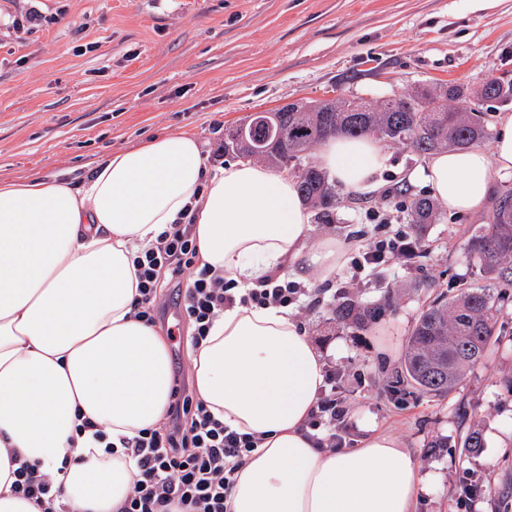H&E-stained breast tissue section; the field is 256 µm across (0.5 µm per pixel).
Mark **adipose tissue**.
I'll return each instance as SVG.
<instances>
[{
	"label": "adipose tissue",
	"instance_id": "obj_1",
	"mask_svg": "<svg viewBox=\"0 0 512 512\" xmlns=\"http://www.w3.org/2000/svg\"><path fill=\"white\" fill-rule=\"evenodd\" d=\"M318 163L358 195L379 189L387 156L373 137L336 135ZM500 175H512V114L490 150L441 151L417 173L454 215L480 213ZM186 215L200 262L243 287L275 272L321 284L347 257L312 237L293 178L251 162L208 171L181 131L109 154L79 186L0 179V512H41L10 490L21 461L53 474L67 512H118L136 473L120 441L162 420L172 393L168 345L134 315L133 261ZM191 360L210 411L260 440L231 512H414L423 476L397 436L371 428L333 451L308 435L323 362L287 309L225 310ZM82 417L107 443L76 433Z\"/></svg>",
	"mask_w": 512,
	"mask_h": 512
}]
</instances>
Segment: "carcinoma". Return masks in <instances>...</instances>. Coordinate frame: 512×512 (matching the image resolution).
Wrapping results in <instances>:
<instances>
[{
  "label": "carcinoma",
  "mask_w": 512,
  "mask_h": 512,
  "mask_svg": "<svg viewBox=\"0 0 512 512\" xmlns=\"http://www.w3.org/2000/svg\"><path fill=\"white\" fill-rule=\"evenodd\" d=\"M488 101L512 102V80L490 74L475 87L423 85L376 104L342 95L316 103L294 102L264 116L269 139L254 130L253 116L227 129L224 153L293 170L304 202L317 211L318 220L329 224L336 209V184L309 161L316 145L331 135L346 134L402 144L419 155L467 150L490 136L488 113L478 109ZM436 217L431 199L412 201L409 223L417 230L435 223ZM467 251L489 283L467 284L422 306L408 338L399 382L426 394L442 396L463 386L471 370L485 360L504 307L512 305L511 191L500 198L493 223L475 229ZM332 312L340 321L364 327L381 315V308L346 299ZM462 447L472 453L485 447L478 425L468 428Z\"/></svg>",
  "instance_id": "carcinoma-1"
}]
</instances>
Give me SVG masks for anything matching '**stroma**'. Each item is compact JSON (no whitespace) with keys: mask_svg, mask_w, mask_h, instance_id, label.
<instances>
[{"mask_svg":"<svg viewBox=\"0 0 512 512\" xmlns=\"http://www.w3.org/2000/svg\"><path fill=\"white\" fill-rule=\"evenodd\" d=\"M31 7L42 24L10 28ZM490 74L512 79V0H0V178L78 185L101 158L172 131L195 135L213 170L226 163L215 155L225 129L254 113L337 94L376 102ZM383 149L381 189L344 198L333 223L313 221V235L362 248L379 216L413 232L410 204L429 191L409 176L426 159L400 145ZM492 221L489 209L441 212L426 232L425 259L365 272L356 284L340 269L311 288L318 303L299 317L325 368L337 371V393L350 399L347 448L360 447L371 426L415 456L424 476L416 512H512V396L501 383L512 374V307L463 387L438 397L398 381L424 302L485 283L464 244ZM391 285L401 292L376 323L334 320L341 297L376 304ZM161 326L173 380L190 384L191 331L175 301ZM472 424L485 446L468 457L460 439ZM466 477L482 489L474 509L461 496Z\"/></svg>","mask_w":512,"mask_h":512,"instance_id":"35a3bbf8","label":"stroma"}]
</instances>
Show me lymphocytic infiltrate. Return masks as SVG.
I'll return each instance as SVG.
<instances>
[{
	"label": "lymphocytic infiltrate",
	"mask_w": 512,
	"mask_h": 512,
	"mask_svg": "<svg viewBox=\"0 0 512 512\" xmlns=\"http://www.w3.org/2000/svg\"><path fill=\"white\" fill-rule=\"evenodd\" d=\"M428 247L397 231L385 233L366 249L352 256L353 275L365 270L387 268L397 260L423 257ZM139 296L134 308L138 318L154 323V310L165 288L176 286L181 311L193 327L191 341L200 344L208 336L214 320L235 306H297L308 290L304 285L274 274L255 287H239L199 261L197 245L187 224H174L134 260ZM168 413L154 427L140 431L122 445L134 460L138 474L120 512H229L228 500L233 476L245 456L259 440L225 426L186 388H174ZM347 398L336 394V373L326 370L316 407L306 428L321 448L345 444ZM11 484L14 493L36 505L53 504L62 495L50 473L37 465L21 464Z\"/></svg>",
	"instance_id": "1"
}]
</instances>
